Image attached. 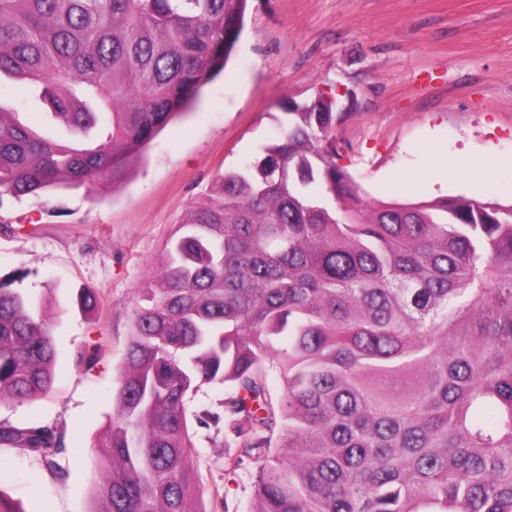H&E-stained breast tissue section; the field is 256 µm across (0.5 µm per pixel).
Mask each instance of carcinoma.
Returning a JSON list of instances; mask_svg holds the SVG:
<instances>
[{
    "label": "carcinoma",
    "mask_w": 512,
    "mask_h": 512,
    "mask_svg": "<svg viewBox=\"0 0 512 512\" xmlns=\"http://www.w3.org/2000/svg\"><path fill=\"white\" fill-rule=\"evenodd\" d=\"M248 0H0V201L117 185L224 71ZM324 98L288 113L171 236L135 310L92 512H199L190 411L230 390L234 444L262 460L252 512H512V204H368ZM31 298L0 283V403L55 382ZM279 374L284 391L272 396ZM60 475L61 438L0 425ZM0 103L7 111L14 112L17 110V112H20V119L23 122H26L37 129H41L44 126L43 119L38 114H35L33 109H24L20 106L15 90L7 82H2V86L0 88ZM225 389L223 385L212 384L198 392L194 400L196 408H205L219 412L224 418Z\"/></svg>",
    "instance_id": "carcinoma-1"
}]
</instances>
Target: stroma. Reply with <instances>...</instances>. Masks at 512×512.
<instances>
[{
	"instance_id": "35a3bbf8",
	"label": "stroma",
	"mask_w": 512,
	"mask_h": 512,
	"mask_svg": "<svg viewBox=\"0 0 512 512\" xmlns=\"http://www.w3.org/2000/svg\"><path fill=\"white\" fill-rule=\"evenodd\" d=\"M340 88L336 147L367 200L512 202V0H248L224 71L169 123L117 187L63 188L0 204V280L52 314L56 384L0 405V424L60 432L63 474L0 447V492L25 512H91L104 466L93 448L114 407L133 312L168 238L212 183L260 157L290 107ZM502 158L484 181L469 163ZM97 308L79 309V288ZM97 353L94 367L81 354ZM204 512H250L257 462L198 429Z\"/></svg>"
}]
</instances>
